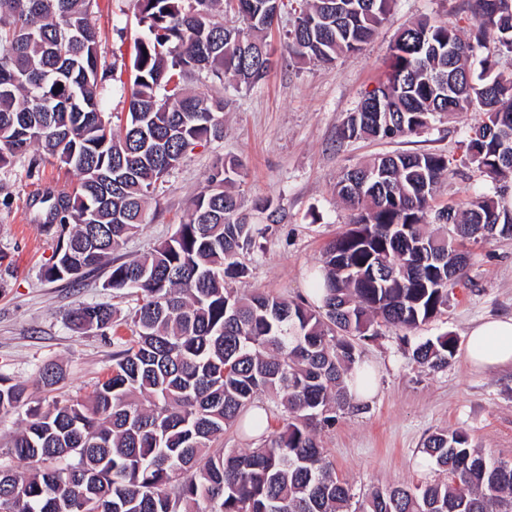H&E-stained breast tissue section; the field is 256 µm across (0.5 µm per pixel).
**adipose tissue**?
<instances>
[{"mask_svg":"<svg viewBox=\"0 0 512 512\" xmlns=\"http://www.w3.org/2000/svg\"><path fill=\"white\" fill-rule=\"evenodd\" d=\"M464 357L479 368L512 365V317L489 319L473 326L466 337Z\"/></svg>","mask_w":512,"mask_h":512,"instance_id":"ef3b65f1","label":"adipose tissue"}]
</instances>
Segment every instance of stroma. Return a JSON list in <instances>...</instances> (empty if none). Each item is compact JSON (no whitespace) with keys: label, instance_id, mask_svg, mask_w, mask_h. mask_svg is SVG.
<instances>
[{"label":"stroma","instance_id":"stroma-1","mask_svg":"<svg viewBox=\"0 0 512 512\" xmlns=\"http://www.w3.org/2000/svg\"><path fill=\"white\" fill-rule=\"evenodd\" d=\"M422 17L457 26L465 38L475 32L467 0H395L388 20L360 51L325 65L289 57L286 35L294 16L282 10L263 34L275 50L270 71L251 86L231 79L210 84L209 93L225 103L223 138L199 142L183 159L151 199L146 224L114 252V262L147 255L168 239L213 166L224 160L240 163L232 190L251 223L268 229L240 255L248 272L231 286L241 294L262 291L290 300L310 298L313 269L349 221L336 194L344 168L379 155L434 152L447 156L451 169L434 194V207L463 211L476 195L493 191L490 180L465 163L460 146L480 118L476 111L438 115L393 140L339 137L349 113L384 80L397 34ZM92 21L109 63L117 51L131 58L146 35L131 0H98ZM76 181L73 170L56 163L32 170L22 158L0 169V374L24 384L45 408L56 399H86L112 366L111 330L75 331L68 324L70 310L103 304L122 323L137 304L135 296L107 288L111 264L75 284L43 275L57 241L39 232L29 198L36 189ZM266 197L273 198V207L258 209ZM466 249V271L449 285L448 305L438 317L408 336L384 327L376 340L362 343L363 363L377 372V392L361 413L344 415L318 434L337 476L354 494L442 480L443 472L420 454L424 439L438 430H466L475 448L512 461L511 366L477 370L458 353L448 368L430 373L409 359L420 340L448 331L461 341L474 323L512 315V237L470 242ZM48 363L62 372L49 390L39 380Z\"/></svg>","mask_w":512,"mask_h":512}]
</instances>
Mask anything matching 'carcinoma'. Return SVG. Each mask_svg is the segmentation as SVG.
Masks as SVG:
<instances>
[{"mask_svg": "<svg viewBox=\"0 0 512 512\" xmlns=\"http://www.w3.org/2000/svg\"><path fill=\"white\" fill-rule=\"evenodd\" d=\"M97 0H0V169L30 150L79 176L30 205L38 229L57 239L51 282L82 279L137 233L146 203L186 153L224 133V99L187 85L194 73L251 85L271 65L261 33L277 0H134L147 36L135 45L129 81L101 64L91 22ZM288 54L332 63L357 51L387 21L391 0H298ZM476 34L420 19L391 47L385 80L349 113L340 136L395 139L440 112L471 108L490 135L462 142L464 157L494 182L512 176V76L486 57L488 39L512 56V0H468ZM233 13L243 26L221 15ZM107 81L127 94L123 130L100 108ZM240 165L222 162L175 233L139 259L112 265L106 287L133 294L131 336L116 337L112 369L90 400L29 406L25 388L0 375V412L27 407L30 420L0 466L8 512H512V461L473 448L463 429L429 435L424 458L447 479L375 488L357 498L336 476L317 431L357 411L346 378L359 342L378 328L412 331L448 303V273L462 274L470 239L512 236L503 197H475L463 213L432 211L448 158L407 152L347 169L337 195L353 212L328 243L312 307L264 292L241 295L239 251L267 228L248 222L230 191ZM446 228L442 233L430 226ZM101 305L70 311L80 329H105ZM449 333L411 359L436 371L456 353ZM281 412L268 433L250 417L259 394ZM234 426L259 433L245 451L224 447Z\"/></svg>", "mask_w": 512, "mask_h": 512, "instance_id": "obj_1", "label": "carcinoma"}]
</instances>
